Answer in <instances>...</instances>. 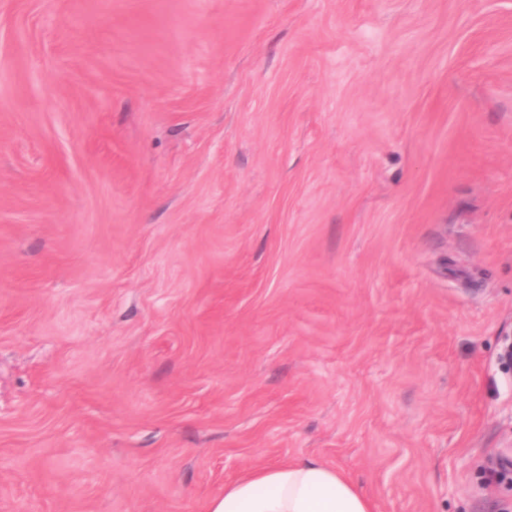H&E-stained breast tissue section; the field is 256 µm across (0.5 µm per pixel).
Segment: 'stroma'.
<instances>
[{
	"instance_id": "35a3bbf8",
	"label": "stroma",
	"mask_w": 512,
	"mask_h": 512,
	"mask_svg": "<svg viewBox=\"0 0 512 512\" xmlns=\"http://www.w3.org/2000/svg\"><path fill=\"white\" fill-rule=\"evenodd\" d=\"M510 345L512 0H0V512H512ZM208 512H375L342 473L317 460L254 468L224 487Z\"/></svg>"
}]
</instances>
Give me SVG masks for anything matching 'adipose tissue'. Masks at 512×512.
I'll return each instance as SVG.
<instances>
[{
  "instance_id": "adipose-tissue-1",
  "label": "adipose tissue",
  "mask_w": 512,
  "mask_h": 512,
  "mask_svg": "<svg viewBox=\"0 0 512 512\" xmlns=\"http://www.w3.org/2000/svg\"><path fill=\"white\" fill-rule=\"evenodd\" d=\"M209 512H374L372 501L317 460L254 468L226 485Z\"/></svg>"
}]
</instances>
